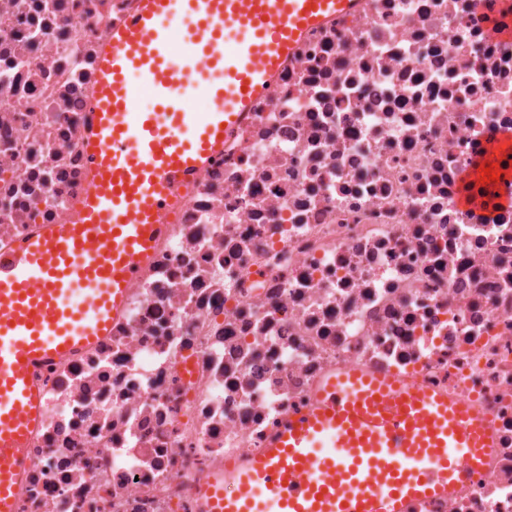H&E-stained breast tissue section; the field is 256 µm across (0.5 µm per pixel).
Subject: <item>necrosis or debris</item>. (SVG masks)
Instances as JSON below:
<instances>
[{"mask_svg": "<svg viewBox=\"0 0 512 512\" xmlns=\"http://www.w3.org/2000/svg\"><path fill=\"white\" fill-rule=\"evenodd\" d=\"M136 0H0V249L65 224L101 43ZM497 0H361L313 28L165 215L108 336L43 371L16 512H201L329 375L463 397L485 468L409 512H512V209L460 176L512 130Z\"/></svg>", "mask_w": 512, "mask_h": 512, "instance_id": "1", "label": "necrosis or debris"}]
</instances>
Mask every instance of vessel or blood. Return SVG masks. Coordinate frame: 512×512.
Returning <instances> with one entry per match:
<instances>
[{
  "mask_svg": "<svg viewBox=\"0 0 512 512\" xmlns=\"http://www.w3.org/2000/svg\"><path fill=\"white\" fill-rule=\"evenodd\" d=\"M356 0H138L110 30L90 108L89 191L69 224L0 250V512H15L41 422L42 365L107 334L174 206L310 29ZM158 104L138 110L141 96ZM494 446L466 400L361 372L215 473L203 512H408L446 497Z\"/></svg>",
  "mask_w": 512,
  "mask_h": 512,
  "instance_id": "b4317fda",
  "label": "vessel or blood"
}]
</instances>
